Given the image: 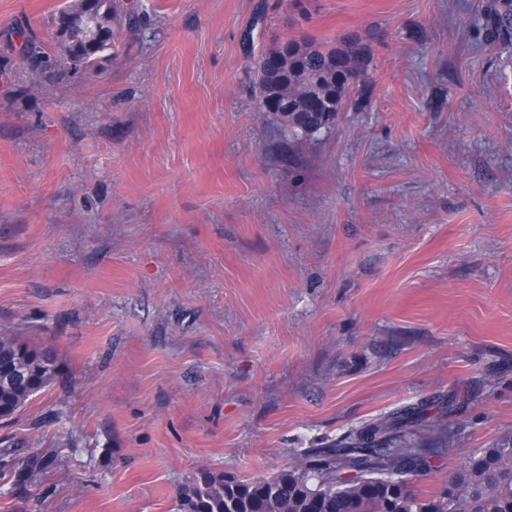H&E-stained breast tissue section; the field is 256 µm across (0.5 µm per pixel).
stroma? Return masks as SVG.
<instances>
[{
    "mask_svg": "<svg viewBox=\"0 0 512 512\" xmlns=\"http://www.w3.org/2000/svg\"><path fill=\"white\" fill-rule=\"evenodd\" d=\"M70 0H0V332L55 381L0 448L53 456L0 512H177L428 403L438 493L512 436V47L500 0H134L98 73L5 63ZM359 34L331 131L288 145L260 54ZM460 407L449 410V401ZM488 34L495 39H502L503 44H508V36L511 38L512 30V1L502 0L501 9H495L488 21Z\"/></svg>",
    "mask_w": 512,
    "mask_h": 512,
    "instance_id": "1",
    "label": "stroma"
}]
</instances>
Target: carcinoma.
Masks as SVG:
<instances>
[{"mask_svg": "<svg viewBox=\"0 0 512 512\" xmlns=\"http://www.w3.org/2000/svg\"><path fill=\"white\" fill-rule=\"evenodd\" d=\"M123 14L135 25V5L123 0H72L62 9L50 49L30 24L6 35V49L19 66L50 80L57 74L96 72L114 45L112 22ZM488 34L508 43L512 0L488 21ZM369 66L358 35L342 45L288 39L258 59L255 84L267 97L291 94L295 108L272 113L288 142L312 139L336 125L352 85ZM58 372L56 352L19 336H0V420H10ZM428 408L411 407L353 430L327 448L288 465L273 476L246 480L199 471L179 492L178 512H512V439L503 438L473 454L436 497L422 499L411 477L427 462L429 446L440 441L439 423ZM0 461L13 470L15 484L35 480L46 460L32 455L17 462L11 449Z\"/></svg>", "mask_w": 512, "mask_h": 512, "instance_id": "carcinoma-1", "label": "carcinoma"}]
</instances>
